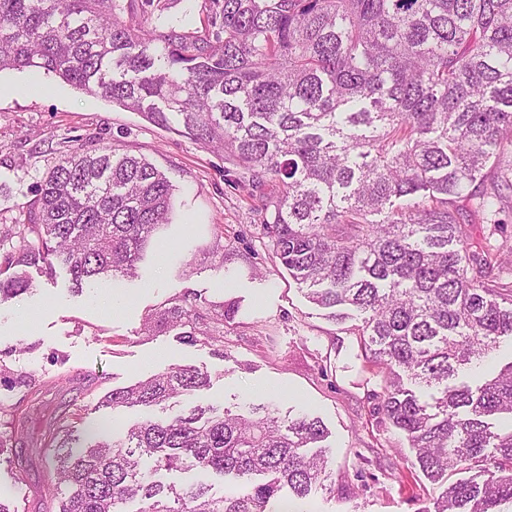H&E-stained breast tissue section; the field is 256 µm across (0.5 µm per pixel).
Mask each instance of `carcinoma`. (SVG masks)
<instances>
[{"mask_svg":"<svg viewBox=\"0 0 512 512\" xmlns=\"http://www.w3.org/2000/svg\"><path fill=\"white\" fill-rule=\"evenodd\" d=\"M213 30L136 28L118 0H0V71L41 68L148 121L224 150L252 183L282 187L265 225L274 258L387 371L380 408L444 486L435 512L512 506V362L472 386L459 371L512 341V253L495 222L473 241L458 202L486 217L512 207V0H213ZM173 185L105 147L62 157L0 262V300L31 289L25 268H67L76 289L137 275L163 250ZM416 198L406 206L395 201ZM387 212L374 224L371 214ZM196 305L143 324L206 344ZM174 367L114 389L102 405L149 408L209 386ZM306 414L196 405L168 421L100 425L56 460L59 512H302L333 490ZM195 470L241 483L235 496ZM458 471L466 479L453 481ZM140 501L135 511L128 504Z\"/></svg>","mask_w":512,"mask_h":512,"instance_id":"1","label":"carcinoma"}]
</instances>
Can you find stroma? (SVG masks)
Returning <instances> with one entry per match:
<instances>
[{"label": "stroma", "mask_w": 512, "mask_h": 512, "mask_svg": "<svg viewBox=\"0 0 512 512\" xmlns=\"http://www.w3.org/2000/svg\"><path fill=\"white\" fill-rule=\"evenodd\" d=\"M120 6L129 23L153 14L186 30H205L213 16L212 0ZM109 146L146 158L174 185L163 231L170 247L148 253L137 278L120 282L126 305L117 314L98 303V289H75L61 266L29 267L30 292L0 301V363L23 377L13 387L0 379V403L20 422L12 443L23 462L18 469L0 455V494L18 512H58L47 493L50 436L67 433L73 448L85 446L86 430L109 415L100 403L113 389L188 365L211 377L201 403L235 413L264 403L280 417L308 412L324 422L335 490L313 491L305 512H434L441 489L408 467L412 450L380 409L382 376L362 355L355 320H335L312 304L272 254L264 226L279 197L275 181L254 187L248 175L229 174L223 152L42 70L7 69L0 72V228L23 222V206L61 157ZM187 295L218 331L219 346L184 344L163 324L143 333L148 315ZM225 301L238 304L229 319ZM18 474L23 484H15Z\"/></svg>", "instance_id": "1"}]
</instances>
